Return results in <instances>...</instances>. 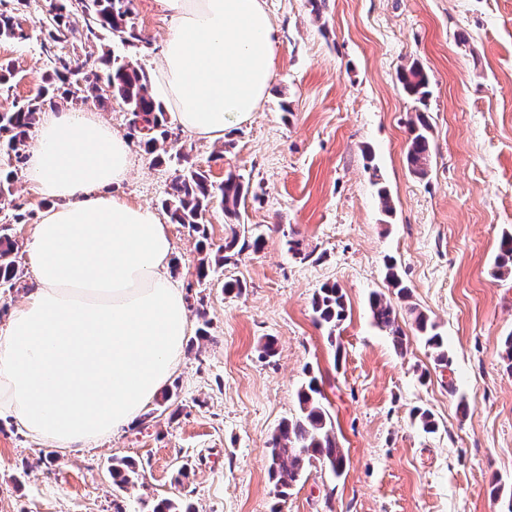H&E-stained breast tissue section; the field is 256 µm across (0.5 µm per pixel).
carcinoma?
<instances>
[{
  "label": "carcinoma",
  "mask_w": 512,
  "mask_h": 512,
  "mask_svg": "<svg viewBox=\"0 0 512 512\" xmlns=\"http://www.w3.org/2000/svg\"><path fill=\"white\" fill-rule=\"evenodd\" d=\"M132 5L133 0H82L77 8L73 0H49L45 16L39 19V32L43 35L41 46L50 54V70L34 98L14 105L8 112H0V157L8 166L21 164L26 159L30 132L44 109L91 98L99 101L112 98L119 102L128 114L129 136L137 138L154 162H162L160 146L172 136L165 105L154 99L149 74L128 55L105 44L110 38L118 39L124 48L145 42L142 31L132 22ZM26 6L28 0H0V38H27L16 15ZM78 16L84 22L81 29L75 24ZM76 43H93L99 50L83 54L56 52L58 47L63 49L67 44ZM398 81L403 92L420 104L430 96L429 78L417 63L402 69ZM430 151L431 126L421 113L418 122L409 128L406 151L407 162L414 173L426 174ZM179 159L183 167L170 184L164 209L171 223L187 228L195 238L196 250L202 255L197 274L204 279L212 267L220 268L248 250L259 251L263 245L262 235L248 236L237 227L240 205L248 193L241 176L230 173L217 184L207 172L190 162L187 148L180 150ZM13 195L12 172L8 171L0 177V207L12 210L10 219L0 224V287L28 289L26 272L14 258L19 246L12 233V225L22 223L26 215L13 204ZM215 202L224 211L229 232L224 244L212 253L207 214ZM496 267L501 275L512 274V229L502 232ZM387 282L397 299L409 297V288L392 265L387 267ZM312 307L318 323L332 331L346 318L345 296L335 283L319 288L313 296ZM369 308L374 325L391 338L397 350H403L406 334L399 325V312L392 302L385 295L374 293L369 298ZM408 312L413 315L418 335L433 351L435 364L450 367L448 347L437 331V324L414 307L408 308ZM322 399L316 379H310L298 392L300 413L283 420L272 436L268 474L282 497L301 479L306 467L316 462L337 477L346 470L348 456L338 446L332 416ZM110 471L113 482L119 487L139 480L135 464L128 459H112Z\"/></svg>",
  "instance_id": "obj_1"
}]
</instances>
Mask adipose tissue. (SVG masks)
Returning a JSON list of instances; mask_svg holds the SVG:
<instances>
[{"label":"adipose tissue","mask_w":512,"mask_h":512,"mask_svg":"<svg viewBox=\"0 0 512 512\" xmlns=\"http://www.w3.org/2000/svg\"><path fill=\"white\" fill-rule=\"evenodd\" d=\"M172 28L154 95L172 122L223 137L267 97L277 53L263 0H159ZM128 140L93 112L43 114L24 179L49 206L28 251L34 283L0 327V415L78 452L138 421L179 366L190 330L152 208L114 190Z\"/></svg>","instance_id":"ef3b65f1"}]
</instances>
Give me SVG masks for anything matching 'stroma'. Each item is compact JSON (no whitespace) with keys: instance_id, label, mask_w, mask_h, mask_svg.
I'll list each match as a JSON object with an SVG mask.
<instances>
[{"instance_id":"35a3bbf8","label":"stroma","mask_w":512,"mask_h":512,"mask_svg":"<svg viewBox=\"0 0 512 512\" xmlns=\"http://www.w3.org/2000/svg\"><path fill=\"white\" fill-rule=\"evenodd\" d=\"M47 0L17 18L30 40H0L16 76L0 112L36 95L48 68L38 21ZM278 40L269 97L251 117L209 141L179 132L165 149H192L214 182L242 174L249 194L240 223L262 234L248 252L197 277L186 229L170 227L171 278L192 318L173 391L176 417L150 402L135 425L77 453L50 448L0 418V512H152L157 498L197 512H511L512 275L497 276L503 228H512V0H264ZM146 43L129 55L151 69L171 20L155 0H133ZM419 63L431 95L407 98L400 68ZM432 128L426 176L406 161L417 113ZM133 172L119 192L160 208L177 167L131 147ZM386 188L393 204L384 213ZM15 203L27 213L13 233L25 263L46 201L23 177ZM448 343L450 369L400 313L408 336L397 352L371 320L368 296L388 293V264ZM241 294L224 291L225 278ZM344 291L347 317L335 333L314 320L326 283ZM207 325L199 338L197 327ZM275 341L266 357L261 345ZM316 376L336 438L349 457L342 476L306 468L278 499L268 442L299 413L297 392ZM429 411L434 432L417 424ZM133 460L134 485L112 484V458Z\"/></svg>"}]
</instances>
